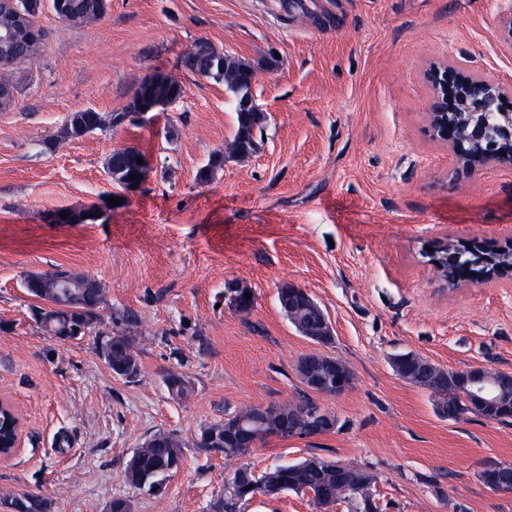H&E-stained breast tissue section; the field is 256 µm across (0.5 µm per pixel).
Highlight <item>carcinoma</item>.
Masks as SVG:
<instances>
[{"instance_id":"cac0c4a2","label":"carcinoma","mask_w":512,"mask_h":512,"mask_svg":"<svg viewBox=\"0 0 512 512\" xmlns=\"http://www.w3.org/2000/svg\"><path fill=\"white\" fill-rule=\"evenodd\" d=\"M106 9L107 0H58L54 12L61 21L71 26H80L104 16ZM8 50L16 67L31 63L28 34H17ZM185 64L203 77L224 82L225 89L235 103L236 130L233 138L227 142L224 150L212 155L199 171L198 181L207 183L215 169L224 163V158H245L254 152L256 132L263 128L267 114L246 107V101L253 96L254 79V70L248 64L216 50L206 40L194 43L185 58ZM144 107V102L135 94L121 111L107 116L93 109L73 112L65 117L59 136L76 138L104 128L119 127L130 120L132 115L143 111ZM138 157L139 152L133 148L113 151L106 162V171L111 181L120 187L126 186L131 181V174L140 172ZM456 252L462 254V258L457 264L448 265V275L470 276L479 280L494 271V266L486 262L485 252L481 249L464 247L456 249ZM69 280V288L43 273H29L23 280L26 291L44 303V307H36V321L45 331L64 341L76 339L73 330L75 325L82 324L89 332L96 329V324L100 323L98 309L102 301V288L96 280L74 273L69 274ZM318 308L316 304L303 311H287L285 315L297 331L307 338L317 322ZM101 354L114 372L122 368L135 375L140 372V362L132 340L124 333L108 337ZM391 366L403 380L429 390L435 397L437 412L443 417L458 419L467 413H474L501 422L507 416L508 409L495 407L489 402L476 411L466 406L460 390L470 395L473 390L471 386L465 385V371H445L413 352L394 354ZM165 384L172 396L183 397L188 393L189 383L178 372L168 373ZM314 415L326 423L335 418V415L306 395L295 402L265 408L250 405L226 413L224 420L203 427L197 445L226 461L238 460L250 454L251 449L224 446V435L246 431L260 444L273 436L288 437V423H295L303 416L309 418ZM183 455V443L178 437L171 433L157 432L145 440L127 462L124 469L125 482L134 489H146L156 494L173 475L170 470L172 463L183 461ZM248 472L250 469L244 464L231 471L227 490L223 496L210 502L209 512H241L245 502L258 495L268 496L264 489L269 485L279 486L283 494H310L314 502L324 509L343 504L347 512H379L376 506L368 507V500L362 495L371 480V471L363 467H350L343 485L336 480V462L314 455L290 465L276 464L259 477H250L248 481L239 479L241 474ZM0 504L8 508L9 512H48L49 508L47 499L33 493L7 494L0 498Z\"/></svg>"}]
</instances>
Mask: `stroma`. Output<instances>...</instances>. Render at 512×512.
<instances>
[{"label":"stroma","instance_id":"35a3bbf8","mask_svg":"<svg viewBox=\"0 0 512 512\" xmlns=\"http://www.w3.org/2000/svg\"><path fill=\"white\" fill-rule=\"evenodd\" d=\"M506 0H109L74 27L45 10L35 66L0 111V396L18 410L24 446L0 462V491L38 493L52 512H207L233 463L196 445L225 413L298 400V359L314 352L283 315L280 286L305 288L333 328L326 355L351 387L316 395L336 428L269 438L246 456L255 472L319 455L370 469L380 512H512V493L477 479L512 464V421L440 417L430 391L393 371L413 351L453 371L512 373V275L455 287L439 281L431 249L512 244V167L471 182L427 131L426 71L456 59L512 84L495 17ZM207 40L249 63L267 114L246 158L210 182L198 170L235 132L221 83L184 58ZM166 74L180 100L117 128L60 140L72 112L123 108L142 82ZM137 149L146 174L112 184L106 159ZM119 205L109 206L110 197ZM95 211L54 224L53 213ZM64 269L105 290L97 333L63 341L33 317L27 273ZM252 288L236 311L228 285ZM136 339L140 373L113 374L108 334ZM176 371L186 398L165 385ZM159 431L186 443L161 494L126 485L124 467ZM242 512L322 510L311 496L255 497Z\"/></svg>","mask_w":512,"mask_h":512}]
</instances>
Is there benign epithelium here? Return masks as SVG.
I'll list each match as a JSON object with an SVG mask.
<instances>
[{"mask_svg":"<svg viewBox=\"0 0 512 512\" xmlns=\"http://www.w3.org/2000/svg\"><path fill=\"white\" fill-rule=\"evenodd\" d=\"M52 6L50 0H0V16L10 25L0 28V43L11 41L15 29L33 32V44L42 45L45 34L34 25V14ZM500 50L512 55V9L499 13ZM431 88L427 107L430 135L448 146L454 157V176L461 182L474 178L489 164L512 165V85L503 83L490 73H473L465 64L451 60L426 71ZM167 81L154 76L138 94H147L153 103L172 104L177 98H166ZM498 114V123L490 126L484 113ZM312 393L340 396L350 387L348 372L315 374L306 382ZM11 420L13 436L3 444L0 461L11 459L22 447L23 424L11 403L0 399V415Z\"/></svg>","mask_w":512,"mask_h":512,"instance_id":"obj_1","label":"benign epithelium"}]
</instances>
